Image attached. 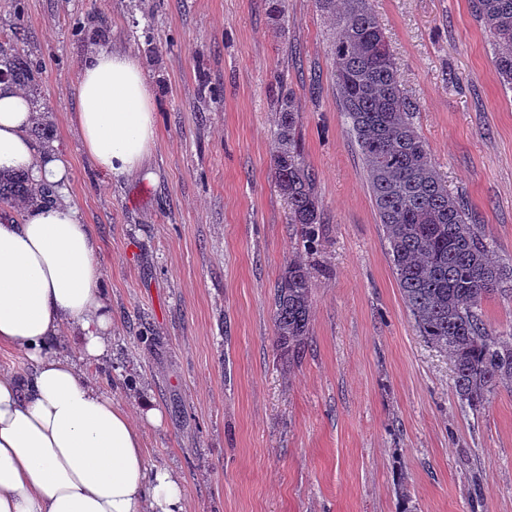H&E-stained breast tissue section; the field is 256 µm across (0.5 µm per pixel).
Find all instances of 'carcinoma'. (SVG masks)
Returning <instances> with one entry per match:
<instances>
[{
    "label": "carcinoma",
    "mask_w": 512,
    "mask_h": 512,
    "mask_svg": "<svg viewBox=\"0 0 512 512\" xmlns=\"http://www.w3.org/2000/svg\"><path fill=\"white\" fill-rule=\"evenodd\" d=\"M343 2L331 46L333 78L369 173L393 272L417 332L448 354L457 397L477 412L498 386H512V342L490 334L480 312L486 297L512 282V267L491 261V244L437 173L370 0ZM471 8L492 38L500 82L512 90V0H471ZM2 76L19 85L32 81L28 62L6 47H0ZM275 109L272 176L311 249L322 206L296 138L297 95L282 96ZM35 201L24 172H0L1 204L19 209ZM312 288L306 264L289 260L275 287L273 321L276 347L290 360L310 333Z\"/></svg>",
    "instance_id": "cac0c4a2"
}]
</instances>
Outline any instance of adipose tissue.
Wrapping results in <instances>:
<instances>
[{
  "mask_svg": "<svg viewBox=\"0 0 512 512\" xmlns=\"http://www.w3.org/2000/svg\"><path fill=\"white\" fill-rule=\"evenodd\" d=\"M39 118L0 82V170L57 193L0 217V345L29 362L0 372V512H186L181 478L148 471L140 427L80 368L106 356L112 311L93 230L65 198L68 159L29 136ZM71 121L102 173L144 172L157 124L138 60L109 48L88 56ZM66 332L79 335L77 356L54 349Z\"/></svg>",
  "mask_w": 512,
  "mask_h": 512,
  "instance_id": "adipose-tissue-1",
  "label": "adipose tissue"
}]
</instances>
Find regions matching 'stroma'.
Here are the masks:
<instances>
[{
	"mask_svg": "<svg viewBox=\"0 0 512 512\" xmlns=\"http://www.w3.org/2000/svg\"><path fill=\"white\" fill-rule=\"evenodd\" d=\"M0 0V39L37 73L36 143L70 164L91 225L112 345L87 365L138 416L149 469L177 471L187 512H512V386L462 407L448 356L417 333L369 174L340 112L315 0ZM414 122L451 193L512 265V91L470 0H371ZM148 75L158 135L148 176L100 173L69 116L95 49ZM300 100L297 139L322 203L307 248L271 174L275 100ZM313 281L298 359L274 345L288 260Z\"/></svg>",
	"mask_w": 512,
	"mask_h": 512,
	"instance_id": "stroma-1",
	"label": "stroma"
}]
</instances>
